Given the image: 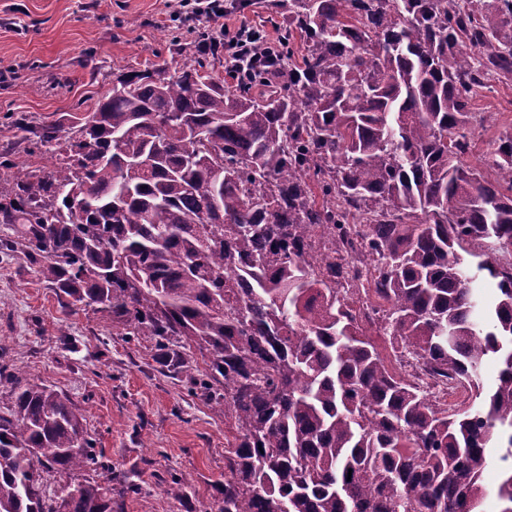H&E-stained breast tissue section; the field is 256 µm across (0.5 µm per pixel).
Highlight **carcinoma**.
<instances>
[{
  "instance_id": "1",
  "label": "carcinoma",
  "mask_w": 512,
  "mask_h": 512,
  "mask_svg": "<svg viewBox=\"0 0 512 512\" xmlns=\"http://www.w3.org/2000/svg\"><path fill=\"white\" fill-rule=\"evenodd\" d=\"M266 8L288 13L285 77L125 73L88 120L41 128L67 160L0 182L3 247L131 335L176 338L174 372L200 353L236 431L217 512H479L492 450L512 461V132L467 158L475 99L512 75V0ZM466 255L497 289L485 325ZM420 374L481 402L450 411ZM99 466L65 394L16 386L0 512H112L111 486L75 478ZM495 495L512 512V470Z\"/></svg>"
}]
</instances>
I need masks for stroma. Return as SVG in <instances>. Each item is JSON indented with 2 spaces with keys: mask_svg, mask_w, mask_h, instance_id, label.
Wrapping results in <instances>:
<instances>
[{
  "mask_svg": "<svg viewBox=\"0 0 512 512\" xmlns=\"http://www.w3.org/2000/svg\"><path fill=\"white\" fill-rule=\"evenodd\" d=\"M223 4L226 23L279 38L284 17L259 0ZM210 28L178 0H0V178L13 163L56 159L38 139L42 126L86 116L119 75L170 60L167 33ZM475 109L488 121L474 130L473 165L512 128V79L494 82ZM37 270L22 252H0V363L20 384L66 394L84 416L104 463L86 476L111 485L114 512H217L235 430L164 365L154 340L74 306Z\"/></svg>",
  "mask_w": 512,
  "mask_h": 512,
  "instance_id": "stroma-1",
  "label": "stroma"
}]
</instances>
